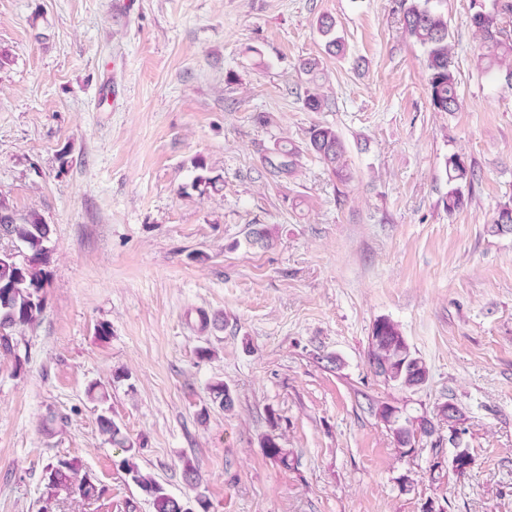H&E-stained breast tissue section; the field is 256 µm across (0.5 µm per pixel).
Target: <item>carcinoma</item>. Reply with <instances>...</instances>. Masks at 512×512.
<instances>
[{"mask_svg": "<svg viewBox=\"0 0 512 512\" xmlns=\"http://www.w3.org/2000/svg\"><path fill=\"white\" fill-rule=\"evenodd\" d=\"M435 0H402L400 23L402 32L423 47L427 72V95L436 112L453 113L460 108L459 81L453 69L452 45L449 42L448 18L445 12L434 5ZM472 26L480 36L478 69L486 77L493 78L512 87V0H494L492 8H480L471 15ZM316 28L325 39L326 53L336 57L345 54L344 40L336 35V21L330 15H321ZM304 108L309 112H320L326 105L320 87L306 90ZM307 151L323 164L329 174L340 182L351 179L346 160L345 143L336 128L327 124H315L308 130L305 149L283 146L266 158L271 172L291 175L295 173L302 151ZM198 174L193 186H204L218 190L220 177L209 176L208 167L201 157L193 161ZM445 175L448 193L443 205L452 214L463 207L465 195L462 187L471 186L474 170L458 155L445 160ZM489 232L498 235L512 233V204L498 208L490 224ZM50 226L35 212L16 214L0 200V237L11 240V247L0 248V354L21 361L19 335L33 327L44 308L50 250L46 243L50 239ZM273 233L263 224H255L246 237L251 246L267 248L272 244ZM367 358L376 375L393 386L413 390L428 379L425 362L410 349L399 326L388 318L377 320L369 336ZM212 402L224 411L234 407L232 391L222 381L208 384ZM417 426L393 428L396 442L401 448L411 447L410 438L415 433L430 436L435 433V424L425 416L415 418ZM100 434L107 437L115 448L125 453L133 451L134 444L124 434L121 426L107 412L98 417ZM266 455L281 463L286 455L277 438L266 436L262 441ZM121 468L132 483L149 498L153 512H187V505L171 495L152 476L143 472L129 458L120 461ZM47 470V488L73 489L82 499H91L100 494V489L88 473L71 460L59 459L50 463Z\"/></svg>", "mask_w": 512, "mask_h": 512, "instance_id": "carcinoma-1", "label": "carcinoma"}]
</instances>
